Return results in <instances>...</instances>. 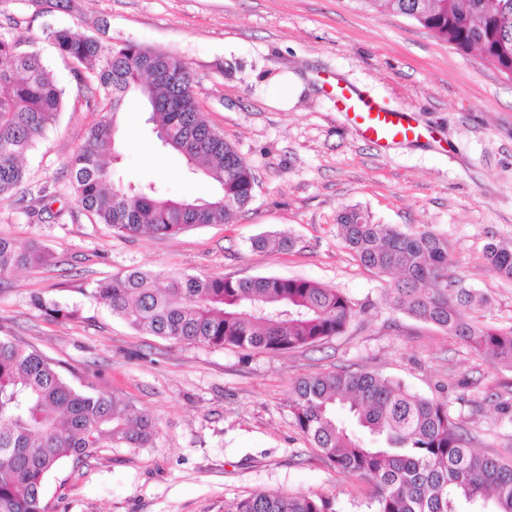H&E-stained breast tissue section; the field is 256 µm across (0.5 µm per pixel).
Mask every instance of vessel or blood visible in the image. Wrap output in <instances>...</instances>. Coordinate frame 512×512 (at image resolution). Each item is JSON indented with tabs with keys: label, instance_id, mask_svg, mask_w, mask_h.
<instances>
[{
	"label": "vessel or blood",
	"instance_id": "1",
	"mask_svg": "<svg viewBox=\"0 0 512 512\" xmlns=\"http://www.w3.org/2000/svg\"><path fill=\"white\" fill-rule=\"evenodd\" d=\"M336 102L349 116L357 132L379 147L387 148L422 138L423 131L413 123L408 111H391L350 85L337 86Z\"/></svg>",
	"mask_w": 512,
	"mask_h": 512
}]
</instances>
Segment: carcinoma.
<instances>
[{
	"mask_svg": "<svg viewBox=\"0 0 512 512\" xmlns=\"http://www.w3.org/2000/svg\"><path fill=\"white\" fill-rule=\"evenodd\" d=\"M404 15L491 67L512 69V0H358ZM73 63L77 93L99 112L70 165L75 200L88 216L122 235L170 237L193 224H228L252 199L255 178L224 137L201 116L189 67L180 57L127 42L114 45L71 28L45 32ZM12 24H0V198L26 181L25 154L52 126L64 89L36 50L22 51ZM147 86L160 146L214 186L208 199L175 200L155 183H114L104 156L116 149L117 114L127 95ZM51 196L24 211L42 221ZM340 235L365 268L392 280L394 309L433 324L484 357L512 367V326L473 312L489 298L450 272L447 238L373 224L357 207L338 217ZM489 267L512 280V247L489 243ZM45 246L0 237V277L47 268ZM94 298L135 329L181 343L281 351L341 334L355 316L339 291L306 279L223 277L130 271L101 280ZM291 413L299 430L339 470L377 487L374 512H512V463L469 446L448 400L358 370L305 377ZM156 436L147 415L131 416L117 395L78 388L42 355L0 338V512H45L46 477L65 460L78 465L112 445L141 448ZM235 512H341L305 494L258 492Z\"/></svg>",
	"mask_w": 512,
	"mask_h": 512,
	"instance_id": "1",
	"label": "carcinoma"
}]
</instances>
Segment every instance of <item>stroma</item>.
Segmentation results:
<instances>
[{
    "instance_id": "stroma-1",
    "label": "stroma",
    "mask_w": 512,
    "mask_h": 512,
    "mask_svg": "<svg viewBox=\"0 0 512 512\" xmlns=\"http://www.w3.org/2000/svg\"><path fill=\"white\" fill-rule=\"evenodd\" d=\"M9 17L66 91L55 125L25 157V187L32 196L50 188L56 207L77 217L31 224L17 199H0V237L42 241L57 257L0 278V337L33 346L73 382L118 394L157 427L147 447L60 464L43 488L47 512H229L260 491L374 512L373 482L338 471L289 409L300 379L339 368L447 399L472 448L512 461V425L497 409L512 399V367L394 310L387 278L360 265L336 228L341 209L356 205L374 223L447 237L465 286L491 299L483 322L511 324L512 281L483 254L488 243L512 242V79L414 20L357 0H0V20ZM60 27L186 62L203 119L256 176L234 223L124 237L80 213L69 164L99 115L78 103L71 64L44 35ZM284 72L304 81L286 110L267 85ZM338 82L409 109L432 139L387 150L361 139L336 106ZM148 117L127 97L113 179L209 196L201 175L156 148ZM275 234L293 248L253 247ZM133 270L309 279L343 293L356 315L341 335L286 351L178 343L134 330L89 296L95 281ZM53 304L61 315L47 314Z\"/></svg>"
}]
</instances>
